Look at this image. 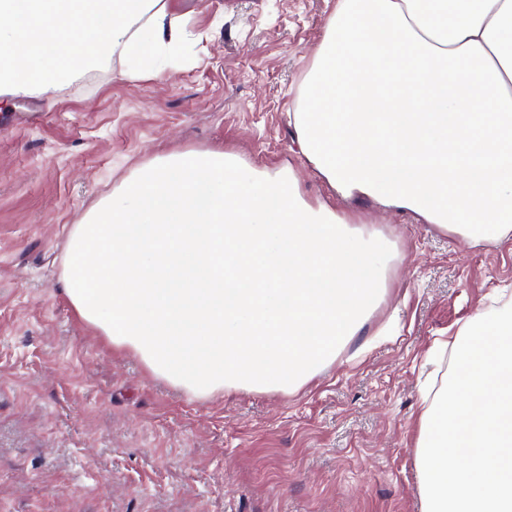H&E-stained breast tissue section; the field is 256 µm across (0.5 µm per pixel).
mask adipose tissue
I'll use <instances>...</instances> for the list:
<instances>
[{
	"label": "adipose tissue",
	"mask_w": 512,
	"mask_h": 512,
	"mask_svg": "<svg viewBox=\"0 0 512 512\" xmlns=\"http://www.w3.org/2000/svg\"><path fill=\"white\" fill-rule=\"evenodd\" d=\"M183 41L166 0H0V97L116 54L150 76ZM291 119L337 197L511 235L512 0H338Z\"/></svg>",
	"instance_id": "obj_1"
}]
</instances>
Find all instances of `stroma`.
Returning <instances> with one entry per match:
<instances>
[{
  "mask_svg": "<svg viewBox=\"0 0 512 512\" xmlns=\"http://www.w3.org/2000/svg\"><path fill=\"white\" fill-rule=\"evenodd\" d=\"M181 59L120 57L0 98V512H421L414 463L436 340L512 306V236L478 246L368 197L340 199L288 122L336 0H166ZM291 169L394 245L384 302L299 390L198 399L112 350L58 275L70 224L166 153Z\"/></svg>",
  "mask_w": 512,
  "mask_h": 512,
  "instance_id": "1",
  "label": "stroma"
}]
</instances>
